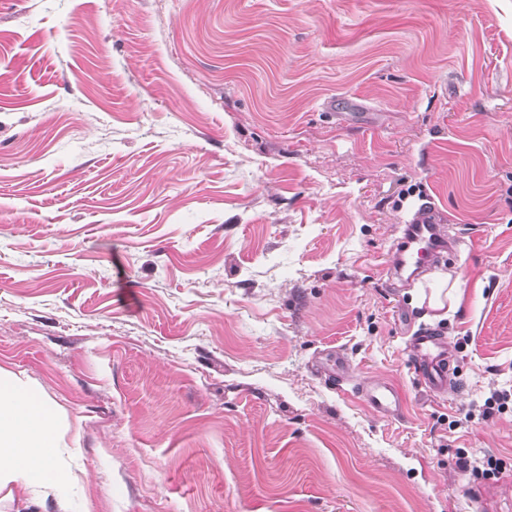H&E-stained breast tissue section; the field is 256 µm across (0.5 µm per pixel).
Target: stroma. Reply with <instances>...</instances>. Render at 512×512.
Returning <instances> with one entry per match:
<instances>
[{"instance_id":"stroma-1","label":"stroma","mask_w":512,"mask_h":512,"mask_svg":"<svg viewBox=\"0 0 512 512\" xmlns=\"http://www.w3.org/2000/svg\"><path fill=\"white\" fill-rule=\"evenodd\" d=\"M0 368L72 421L37 512H512V0H0ZM404 225L402 236L397 240L395 270L413 277L430 268L442 252L452 251L449 236L444 232V219L432 201L422 200L416 213ZM454 349L449 338L435 329H425L412 338L410 363L414 378L430 391L441 393L448 386ZM359 392L366 405L385 416H397L403 408L401 393L392 384L368 381L361 385Z\"/></svg>"}]
</instances>
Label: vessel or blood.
Segmentation results:
<instances>
[{"label": "vessel or blood", "instance_id": "1", "mask_svg": "<svg viewBox=\"0 0 512 512\" xmlns=\"http://www.w3.org/2000/svg\"><path fill=\"white\" fill-rule=\"evenodd\" d=\"M443 218L433 202L422 201L397 240L395 270L413 277L430 268L442 253L450 251L451 240L442 226ZM454 349L439 331L427 329L413 337L410 363L415 379L430 391L441 393L452 373ZM359 392L372 410L386 416L399 415L403 408L400 391L392 384L368 381Z\"/></svg>", "mask_w": 512, "mask_h": 512}]
</instances>
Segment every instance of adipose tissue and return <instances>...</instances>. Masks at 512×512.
I'll list each match as a JSON object with an SVG mask.
<instances>
[{
	"label": "adipose tissue",
	"mask_w": 512,
	"mask_h": 512,
	"mask_svg": "<svg viewBox=\"0 0 512 512\" xmlns=\"http://www.w3.org/2000/svg\"><path fill=\"white\" fill-rule=\"evenodd\" d=\"M68 421L27 379L0 369V489L63 494L70 480L53 460Z\"/></svg>",
	"instance_id": "ef3b65f1"
}]
</instances>
